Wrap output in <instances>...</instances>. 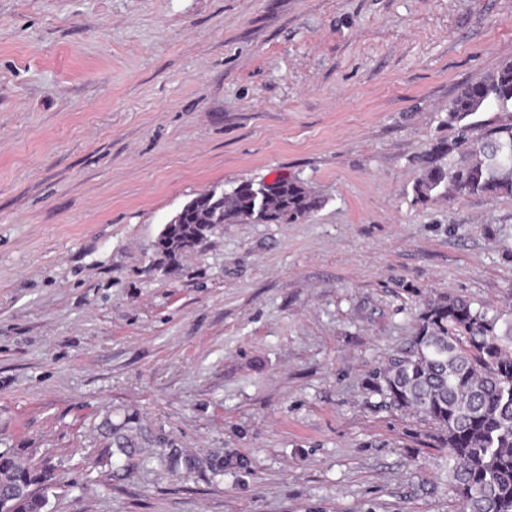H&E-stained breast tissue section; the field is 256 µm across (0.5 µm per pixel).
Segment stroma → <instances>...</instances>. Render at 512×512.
I'll return each mask as SVG.
<instances>
[{
	"label": "stroma",
	"instance_id": "35a3bbf8",
	"mask_svg": "<svg viewBox=\"0 0 512 512\" xmlns=\"http://www.w3.org/2000/svg\"><path fill=\"white\" fill-rule=\"evenodd\" d=\"M509 61L512 0H0V448L61 463L52 512H460L372 372L435 299L512 319V196L412 191ZM279 179L321 208L160 269L186 202ZM129 415L197 468L102 475Z\"/></svg>",
	"mask_w": 512,
	"mask_h": 512
}]
</instances>
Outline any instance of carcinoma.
I'll use <instances>...</instances> for the list:
<instances>
[{
	"label": "carcinoma",
	"instance_id": "cac0c4a2",
	"mask_svg": "<svg viewBox=\"0 0 512 512\" xmlns=\"http://www.w3.org/2000/svg\"><path fill=\"white\" fill-rule=\"evenodd\" d=\"M488 109H512V62L490 78L465 85L448 106L446 123L457 131L432 145L414 182L415 201L473 195L512 196V123L484 127L481 141L470 136L471 117ZM266 208L253 210L252 183L224 195L200 194L181 224L158 239L161 267L179 266L214 231L219 220L237 224H292L322 206L296 180L265 185ZM500 316L457 296L428 305L410 345L378 372L374 393L384 403L409 411L437 431L447 450L448 483L466 512H512V321L497 332ZM108 439L98 464L113 477H129L154 465L192 470L198 459L165 448L129 418L99 425ZM61 488L57 465L25 448L0 450V500L10 512H51Z\"/></svg>",
	"mask_w": 512,
	"mask_h": 512
}]
</instances>
